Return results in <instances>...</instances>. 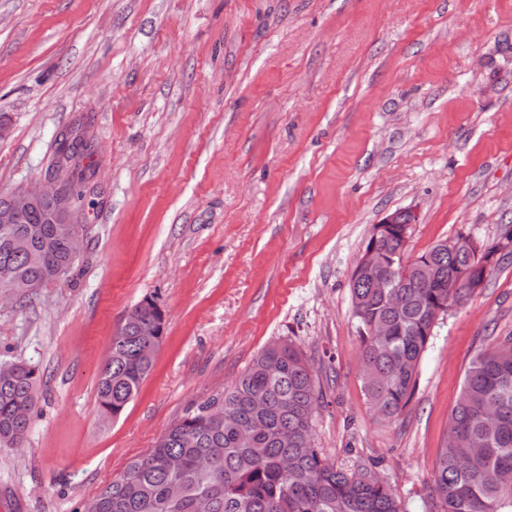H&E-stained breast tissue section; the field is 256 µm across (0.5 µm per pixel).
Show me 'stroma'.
Instances as JSON below:
<instances>
[{"label":"stroma","instance_id":"stroma-1","mask_svg":"<svg viewBox=\"0 0 512 512\" xmlns=\"http://www.w3.org/2000/svg\"><path fill=\"white\" fill-rule=\"evenodd\" d=\"M0 195L88 144L72 273L0 304V359L37 365L38 416L0 447V512H77L267 344L309 358L314 440L441 512L438 451L472 356L512 333V259L433 330L414 396L380 419L348 288L373 224L406 258L512 222V0H0ZM165 313L120 418L97 378L128 309Z\"/></svg>","mask_w":512,"mask_h":512}]
</instances>
